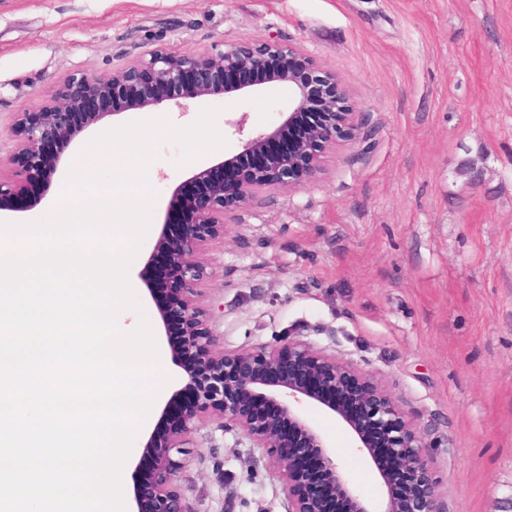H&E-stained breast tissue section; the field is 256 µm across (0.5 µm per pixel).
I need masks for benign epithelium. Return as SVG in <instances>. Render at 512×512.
<instances>
[{"label": "benign epithelium", "instance_id": "7a95c632", "mask_svg": "<svg viewBox=\"0 0 512 512\" xmlns=\"http://www.w3.org/2000/svg\"><path fill=\"white\" fill-rule=\"evenodd\" d=\"M271 88L288 90L282 120L248 136L238 154L185 180L199 191L181 185L173 190L179 230L169 232L164 220L146 261V298L156 309L158 339L182 373L162 405L158 426L130 461L128 512H195L176 481L197 429L208 420L243 431L253 447L264 450L288 512H334L338 498L349 512H446L434 465L436 442L378 378L301 339L228 352L200 303L204 283L214 277L209 246L224 238L234 213L251 208L268 191L306 186L340 143L360 145L369 137L336 76L312 56L261 40L195 53L157 51L107 77L66 79L48 103L18 115L7 159L12 174L0 175V212L16 210L36 186L59 174L61 149L79 128L105 117L91 111L104 100L140 110L178 98L246 97ZM305 406L344 424L382 480L379 499L359 492ZM312 450L327 476L318 493L308 489L306 454ZM387 466L409 474L405 489L392 488Z\"/></svg>", "mask_w": 512, "mask_h": 512}]
</instances>
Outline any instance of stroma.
<instances>
[{"instance_id": "obj_1", "label": "stroma", "mask_w": 512, "mask_h": 512, "mask_svg": "<svg viewBox=\"0 0 512 512\" xmlns=\"http://www.w3.org/2000/svg\"><path fill=\"white\" fill-rule=\"evenodd\" d=\"M271 40L335 74L372 132L342 143L317 180L263 195L212 244L201 304L228 351L300 338L380 378L437 448L448 512L512 504V0H0V164L19 112L72 76H104L156 50ZM221 107L241 149L288 108L287 91L167 101L77 135L162 115L191 124ZM246 117L244 132L233 120ZM153 164V224L191 176L179 148ZM308 414L363 496L370 459L344 425ZM176 485L196 512H288L261 449L210 421Z\"/></svg>"}]
</instances>
